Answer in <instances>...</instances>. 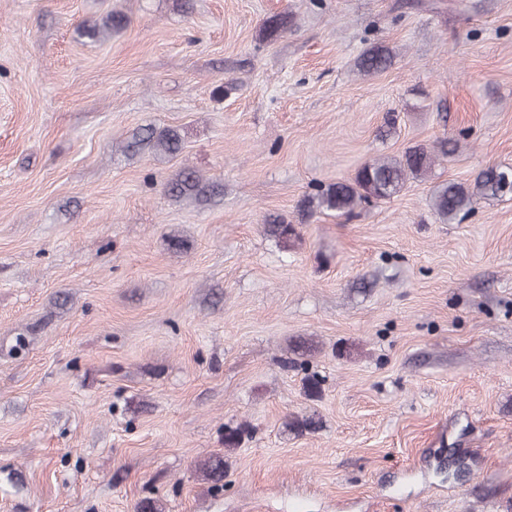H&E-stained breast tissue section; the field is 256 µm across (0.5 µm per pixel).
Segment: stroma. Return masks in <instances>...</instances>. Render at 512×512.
<instances>
[{"label": "stroma", "mask_w": 512, "mask_h": 512, "mask_svg": "<svg viewBox=\"0 0 512 512\" xmlns=\"http://www.w3.org/2000/svg\"><path fill=\"white\" fill-rule=\"evenodd\" d=\"M148 125L183 152L128 151ZM446 138L392 199L302 218ZM498 164L512 0H0V512H506L512 198L429 206ZM187 167L206 193L171 196ZM391 61L392 56L389 50L380 46H373L361 55L358 67L364 73H379L386 70ZM439 155L425 146L408 147L401 155L386 156L360 165L353 177L327 185L314 186L302 207L307 213L334 216L350 215L362 204L383 202L396 196L407 179L417 178L432 169Z\"/></svg>", "instance_id": "1"}]
</instances>
